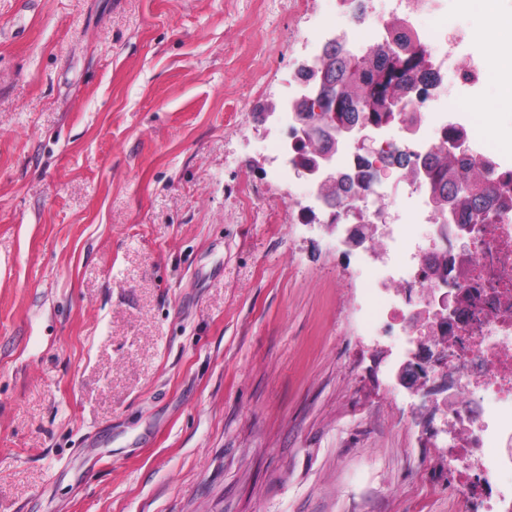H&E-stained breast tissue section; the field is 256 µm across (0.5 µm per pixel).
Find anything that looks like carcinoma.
<instances>
[{"mask_svg": "<svg viewBox=\"0 0 512 512\" xmlns=\"http://www.w3.org/2000/svg\"><path fill=\"white\" fill-rule=\"evenodd\" d=\"M413 78L419 79L425 88L437 82L435 72L422 65V59L415 57L413 51L398 54L394 61L371 47L353 59L338 55L336 70L331 75L335 90L320 91L307 112L319 120L324 114L333 113L338 125L361 118L380 122L394 113L386 107L388 99L402 91L403 85ZM363 164L364 169L354 179L336 180L333 193L340 201L348 199L356 180L375 177L374 162L365 157ZM496 165L490 158L475 160L449 153L423 161L433 199L443 200L459 213L461 220L475 224L487 220L485 203L491 197V185L486 174Z\"/></svg>", "mask_w": 512, "mask_h": 512, "instance_id": "carcinoma-1", "label": "carcinoma"}]
</instances>
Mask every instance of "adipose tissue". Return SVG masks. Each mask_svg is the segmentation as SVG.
Masks as SVG:
<instances>
[{
    "label": "adipose tissue",
    "mask_w": 512,
    "mask_h": 512,
    "mask_svg": "<svg viewBox=\"0 0 512 512\" xmlns=\"http://www.w3.org/2000/svg\"><path fill=\"white\" fill-rule=\"evenodd\" d=\"M475 6L483 49L492 61L491 74L498 85V102L512 107V18L499 13L498 0H464Z\"/></svg>",
    "instance_id": "adipose-tissue-1"
}]
</instances>
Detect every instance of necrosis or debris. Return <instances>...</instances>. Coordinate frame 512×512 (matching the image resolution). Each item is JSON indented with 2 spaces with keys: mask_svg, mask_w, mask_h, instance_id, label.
I'll list each match as a JSON object with an SVG mask.
<instances>
[{
  "mask_svg": "<svg viewBox=\"0 0 512 512\" xmlns=\"http://www.w3.org/2000/svg\"><path fill=\"white\" fill-rule=\"evenodd\" d=\"M383 126L379 153L405 151L414 167L397 170L392 184L353 189L349 211L340 217L345 227L362 229L375 223L380 209L397 212L384 234L365 243L384 258L365 271V330L393 337L401 353L415 350L428 326L434 335L459 338V349L448 355L444 392L453 425L448 446L460 460H478L480 474L477 482L462 480L457 495L469 504L479 482L488 491L484 512H512V166L498 165L489 174L496 192L476 240L458 216L433 209L422 160L447 152L459 138L481 142L482 154L497 156L491 124H454L441 96L414 128L398 115ZM447 293L467 296L451 329L435 317Z\"/></svg>",
  "mask_w": 512,
  "mask_h": 512,
  "instance_id": "obj_1",
  "label": "necrosis or debris"
}]
</instances>
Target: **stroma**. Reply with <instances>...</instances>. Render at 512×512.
I'll list each match as a JSON object with an SVG mask.
<instances>
[{
    "label": "stroma",
    "instance_id": "35a3bbf8",
    "mask_svg": "<svg viewBox=\"0 0 512 512\" xmlns=\"http://www.w3.org/2000/svg\"><path fill=\"white\" fill-rule=\"evenodd\" d=\"M448 98L493 96L440 0ZM334 0H0V512H477L266 146Z\"/></svg>",
    "mask_w": 512,
    "mask_h": 512
}]
</instances>
